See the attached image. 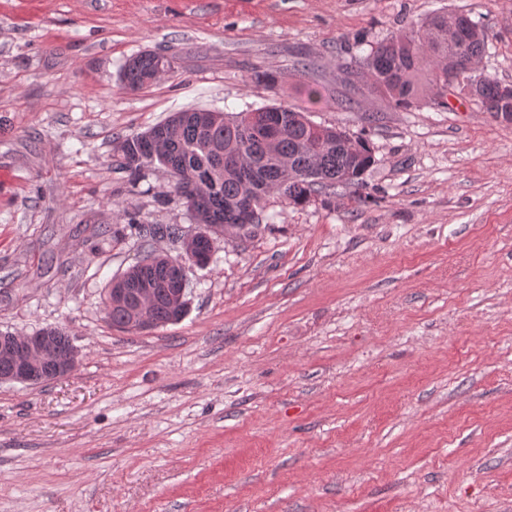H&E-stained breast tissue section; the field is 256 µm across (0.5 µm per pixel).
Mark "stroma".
<instances>
[{
  "label": "stroma",
  "mask_w": 512,
  "mask_h": 512,
  "mask_svg": "<svg viewBox=\"0 0 512 512\" xmlns=\"http://www.w3.org/2000/svg\"><path fill=\"white\" fill-rule=\"evenodd\" d=\"M443 8L512 84V0H0V332L80 354L0 383V512H512V123L341 68ZM141 51L172 70L131 91ZM275 103L368 139L362 192L271 195L190 267L181 321L112 328L113 278L197 229L117 138Z\"/></svg>",
  "instance_id": "obj_1"
}]
</instances>
